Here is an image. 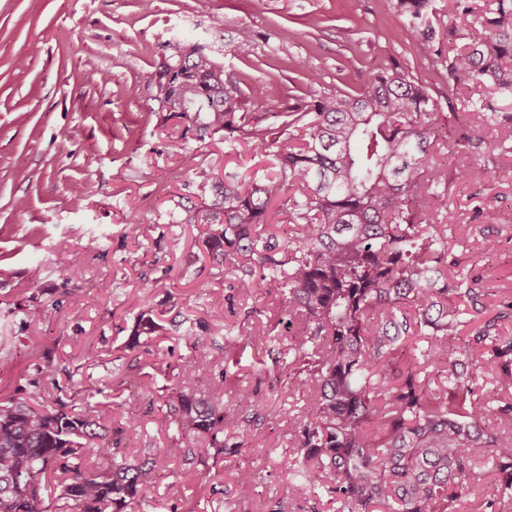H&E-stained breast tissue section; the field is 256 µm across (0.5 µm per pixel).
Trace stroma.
Here are the masks:
<instances>
[{"label": "stroma", "instance_id": "obj_1", "mask_svg": "<svg viewBox=\"0 0 512 512\" xmlns=\"http://www.w3.org/2000/svg\"><path fill=\"white\" fill-rule=\"evenodd\" d=\"M216 16L222 27L213 26ZM178 39L223 54L242 111L267 124L272 113L302 111L311 94L355 92L359 71L395 63L428 88L440 111L460 109L443 62L412 41L392 0H0V312L30 296L52 308L44 318H10L17 348L0 361V392L26 386L23 346L41 337L57 368L51 397L78 404L94 390L92 405L110 439L120 440V458L138 461L176 438L161 427L164 400L177 386L174 367L210 361L195 387L208 391L224 334L235 330L239 363L224 398L259 416L239 431L244 448L214 462L219 477L206 488L190 482L197 457L177 458L135 512H333L304 487L287 492L286 463L297 453L291 425L314 398L274 381L292 360L287 337H267L259 348L252 342L253 331L279 316L278 291L268 285L256 299L235 301L216 327L210 303L232 295L237 272L210 260L191 225L167 217L176 203L198 202L201 183L276 162L225 154L219 135L198 142L187 119L160 120L149 79ZM240 44L249 55L234 54ZM91 70L106 81L85 83ZM448 164L476 171L448 188L456 216L448 234L464 259L486 270L487 287L512 293V153L488 167L455 154ZM132 210L141 218L133 237ZM92 237L99 249L84 250ZM61 239L78 252L79 274H69L68 255L56 250ZM148 280L166 287L147 291ZM180 313L195 322L191 339L175 324ZM143 314L161 329L136 342ZM147 368L158 370L156 380L144 377ZM127 416L136 432L125 431ZM244 477L254 484L247 497L237 491Z\"/></svg>", "mask_w": 512, "mask_h": 512}]
</instances>
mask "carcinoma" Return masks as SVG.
<instances>
[{
    "label": "carcinoma",
    "mask_w": 512,
    "mask_h": 512,
    "mask_svg": "<svg viewBox=\"0 0 512 512\" xmlns=\"http://www.w3.org/2000/svg\"><path fill=\"white\" fill-rule=\"evenodd\" d=\"M412 39L440 55L432 0H396ZM474 26L481 36L448 56V86L487 83L490 99L461 101L469 126L446 142L438 100L403 68L359 73L355 94H314L303 112H275L274 132L239 111L224 59L179 40L153 78L159 111L189 119L198 140L224 133L255 157L276 152L275 170L244 183L208 186L217 199L178 205L175 224H192L216 262H236L235 297L253 299L261 284L280 288L293 361L288 387L316 396L295 422L288 461L296 483L325 494L336 512H460L477 471L491 461L494 483L470 512H512V296L484 318L489 289L477 265L463 264L448 237L454 213L436 210L448 196L445 153L488 162L512 152V0H493ZM288 211V241L273 218ZM467 332L458 350L448 337ZM32 373L51 381L43 342L31 339ZM207 364L179 366L181 388L166 399V430L215 454L256 416L191 390ZM489 374L493 389L477 383ZM104 426L39 386L0 396V512H125L145 498L155 474L184 453L158 448L137 463L110 460Z\"/></svg>",
    "instance_id": "cac0c4a2"
}]
</instances>
